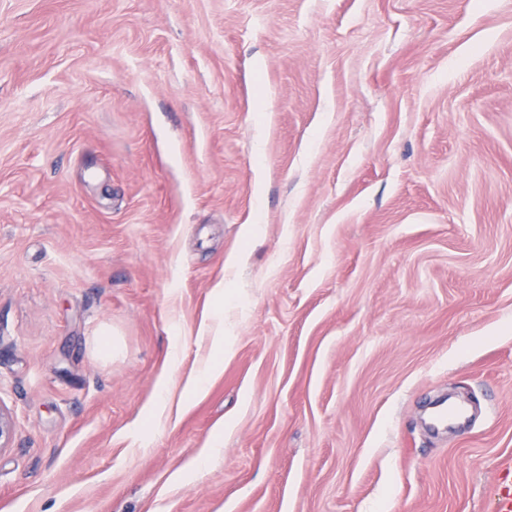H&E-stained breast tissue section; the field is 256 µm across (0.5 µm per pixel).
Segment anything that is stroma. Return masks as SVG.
<instances>
[{
  "mask_svg": "<svg viewBox=\"0 0 512 512\" xmlns=\"http://www.w3.org/2000/svg\"><path fill=\"white\" fill-rule=\"evenodd\" d=\"M0 406V512H493L512 0H0ZM466 417V409L459 404H443L437 406L431 415L432 424L436 427L447 425L448 422H460Z\"/></svg>",
  "mask_w": 512,
  "mask_h": 512,
  "instance_id": "1",
  "label": "stroma"
}]
</instances>
